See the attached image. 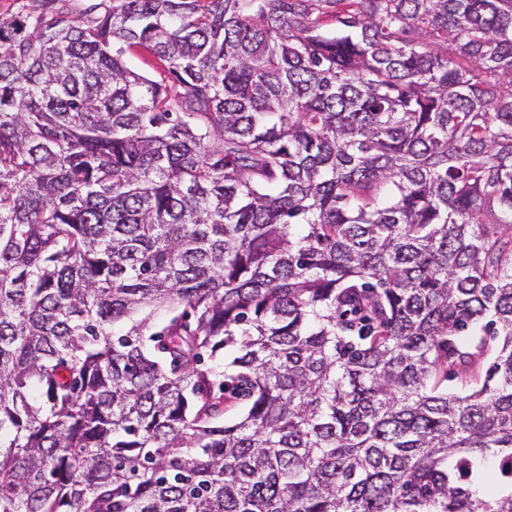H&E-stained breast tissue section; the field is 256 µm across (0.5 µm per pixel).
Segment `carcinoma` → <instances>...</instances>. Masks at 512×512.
Segmentation results:
<instances>
[{"mask_svg": "<svg viewBox=\"0 0 512 512\" xmlns=\"http://www.w3.org/2000/svg\"><path fill=\"white\" fill-rule=\"evenodd\" d=\"M50 2L0 15V512H512V0Z\"/></svg>", "mask_w": 512, "mask_h": 512, "instance_id": "cac0c4a2", "label": "carcinoma"}]
</instances>
